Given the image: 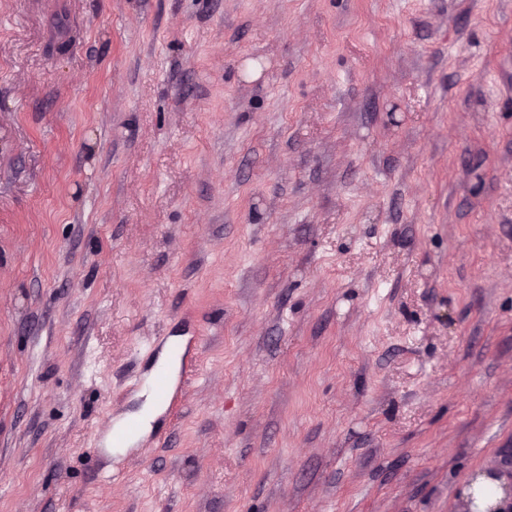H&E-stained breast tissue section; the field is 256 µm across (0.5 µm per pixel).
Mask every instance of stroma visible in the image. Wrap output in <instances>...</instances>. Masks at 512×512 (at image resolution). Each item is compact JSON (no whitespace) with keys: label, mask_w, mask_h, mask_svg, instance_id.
<instances>
[{"label":"stroma","mask_w":512,"mask_h":512,"mask_svg":"<svg viewBox=\"0 0 512 512\" xmlns=\"http://www.w3.org/2000/svg\"><path fill=\"white\" fill-rule=\"evenodd\" d=\"M487 468L512 0H0V512H459ZM150 388L161 404L167 405V409L174 416L179 410L178 387L172 386V380L166 371H159L153 377ZM137 431L138 428L135 425L123 427L119 430L112 429V434H109L106 438L99 439L93 449L100 458L105 459V457L112 455L113 448H126Z\"/></svg>","instance_id":"1"}]
</instances>
